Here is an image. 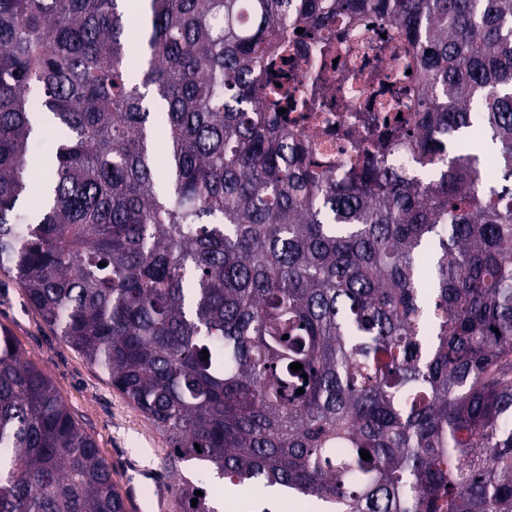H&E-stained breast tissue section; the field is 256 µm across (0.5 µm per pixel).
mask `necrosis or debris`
I'll return each instance as SVG.
<instances>
[{
  "instance_id": "1",
  "label": "necrosis or debris",
  "mask_w": 512,
  "mask_h": 512,
  "mask_svg": "<svg viewBox=\"0 0 512 512\" xmlns=\"http://www.w3.org/2000/svg\"><path fill=\"white\" fill-rule=\"evenodd\" d=\"M399 38L393 22L364 14L336 19L314 38L295 45L302 62L299 92L308 93L311 74L324 70L331 77V100L321 111L296 113L290 128L332 168L370 147L372 130L381 127L385 97L373 74L381 68H405L407 51L398 48Z\"/></svg>"
}]
</instances>
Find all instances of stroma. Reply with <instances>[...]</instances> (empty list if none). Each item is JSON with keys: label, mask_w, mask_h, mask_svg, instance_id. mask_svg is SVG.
Instances as JSON below:
<instances>
[{"label": "stroma", "mask_w": 512, "mask_h": 512, "mask_svg": "<svg viewBox=\"0 0 512 512\" xmlns=\"http://www.w3.org/2000/svg\"><path fill=\"white\" fill-rule=\"evenodd\" d=\"M0 327L14 336L26 360L51 378L76 421L95 440L112 468L128 512H180L179 482L184 478L203 482L224 504V512H256L261 499L278 512L280 496L261 488L223 487L197 462H181L176 471L166 470L170 443L165 432L115 389L103 372L64 345L3 271Z\"/></svg>", "instance_id": "1"}]
</instances>
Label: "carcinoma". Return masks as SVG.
Masks as SVG:
<instances>
[{
    "mask_svg": "<svg viewBox=\"0 0 512 512\" xmlns=\"http://www.w3.org/2000/svg\"><path fill=\"white\" fill-rule=\"evenodd\" d=\"M367 13L418 100L339 175L288 130L313 111L291 43ZM0 269L174 470L317 512H512V0H143L136 27L126 0H0ZM0 512H126L4 330Z\"/></svg>",
    "mask_w": 512,
    "mask_h": 512,
    "instance_id": "carcinoma-1",
    "label": "carcinoma"
}]
</instances>
